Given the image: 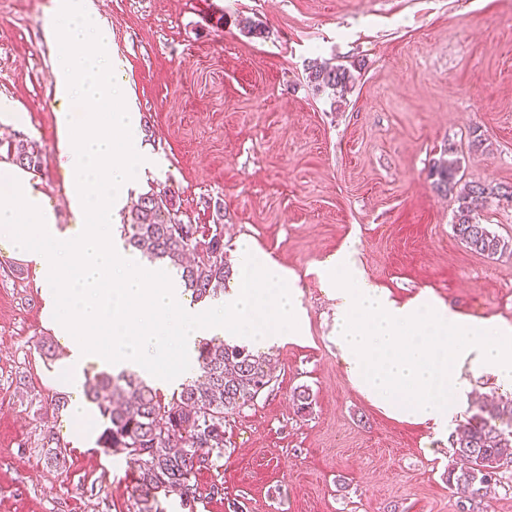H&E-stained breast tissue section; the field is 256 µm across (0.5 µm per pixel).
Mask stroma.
Returning a JSON list of instances; mask_svg holds the SVG:
<instances>
[{
  "instance_id": "1",
  "label": "stroma",
  "mask_w": 512,
  "mask_h": 512,
  "mask_svg": "<svg viewBox=\"0 0 512 512\" xmlns=\"http://www.w3.org/2000/svg\"><path fill=\"white\" fill-rule=\"evenodd\" d=\"M158 157L143 191L167 190L185 224L224 211V258L252 238L298 275L308 332L272 347L274 378L224 422V452L197 474L195 512H460L450 430L480 399L478 378L449 430L387 416L350 383L332 341L335 302L317 264L348 238L392 298L427 290L476 320L512 324V254L454 235L456 203L430 169L444 150L464 184L512 188V0H95ZM52 0H0V122L43 160L41 186L67 223L57 146ZM263 34L243 33L247 24ZM347 67L350 90L316 89L310 61ZM482 147L472 149L474 139ZM35 276L0 250V512H137L132 469L96 443L102 420L52 413L68 338L55 335ZM310 394L298 412L295 391ZM62 449L47 445L48 435Z\"/></svg>"
}]
</instances>
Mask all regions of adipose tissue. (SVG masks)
<instances>
[{"mask_svg": "<svg viewBox=\"0 0 512 512\" xmlns=\"http://www.w3.org/2000/svg\"><path fill=\"white\" fill-rule=\"evenodd\" d=\"M47 34L55 161L69 176L62 225L35 173L0 162V248L31 266L56 335L71 339L67 384L74 419L86 415L88 366L137 371L165 387L196 365L197 345L232 337L255 350L306 333L298 277L252 239L237 240L236 276L223 298L184 301L177 274L151 276L113 217L150 164L132 92L112 57V32L93 0H53ZM353 244L319 262L336 301L333 342L353 386L389 416L447 427L471 377L512 391V325L476 321L430 293L398 303L357 263Z\"/></svg>", "mask_w": 512, "mask_h": 512, "instance_id": "adipose-tissue-1", "label": "adipose tissue"}]
</instances>
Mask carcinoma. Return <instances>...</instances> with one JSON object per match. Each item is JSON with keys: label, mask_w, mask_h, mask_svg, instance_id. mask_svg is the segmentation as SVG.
I'll return each mask as SVG.
<instances>
[{"label": "carcinoma", "mask_w": 512, "mask_h": 512, "mask_svg": "<svg viewBox=\"0 0 512 512\" xmlns=\"http://www.w3.org/2000/svg\"><path fill=\"white\" fill-rule=\"evenodd\" d=\"M316 88L349 89L350 72L342 66L316 62L308 67ZM12 163L34 172L43 161L35 146L21 139L7 146ZM460 169L458 159H441L431 176L441 193L455 195L453 230L471 251L494 258L512 250V244L475 218L474 203L493 193L471 184L454 193ZM121 233L127 245L153 263L177 269L186 290L201 303L226 290L231 270L224 262V225L182 224L167 191L143 194ZM196 379L165 397L136 372L124 369L94 377L86 398L102 418L97 445L121 454L133 465L132 496L137 512H160L159 493L174 492L182 506L193 510L201 493L197 473L224 451V420L248 406L270 383L269 360L244 345L216 340L198 343ZM512 400L487 402L452 435L456 464L448 469V484L467 512H480L484 488L499 481L500 469L512 461Z\"/></svg>", "instance_id": "cac0c4a2"}]
</instances>
